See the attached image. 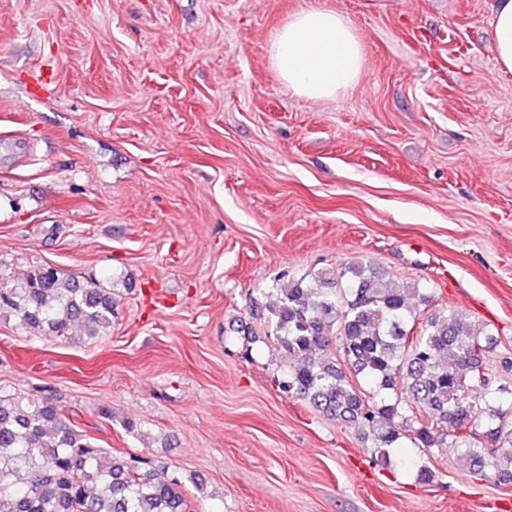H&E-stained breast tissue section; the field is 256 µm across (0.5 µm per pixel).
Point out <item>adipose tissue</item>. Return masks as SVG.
I'll use <instances>...</instances> for the list:
<instances>
[{
  "label": "adipose tissue",
  "mask_w": 512,
  "mask_h": 512,
  "mask_svg": "<svg viewBox=\"0 0 512 512\" xmlns=\"http://www.w3.org/2000/svg\"><path fill=\"white\" fill-rule=\"evenodd\" d=\"M496 63L512 71V0L492 4ZM270 61L292 93L327 100L353 86L364 66L362 44L340 12L309 0L274 35Z\"/></svg>",
  "instance_id": "obj_1"
}]
</instances>
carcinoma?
<instances>
[{
	"mask_svg": "<svg viewBox=\"0 0 512 512\" xmlns=\"http://www.w3.org/2000/svg\"><path fill=\"white\" fill-rule=\"evenodd\" d=\"M418 296L430 301L419 285H392L361 261L290 282L270 311L277 347L297 358L283 387L353 425L385 467L411 436L426 451L462 448L497 483L512 485V403L479 409L473 399L492 387L484 352L493 338H480L466 315L445 308L414 330ZM115 305L112 289L49 264L0 288V311L44 336L61 338L75 324L103 336ZM334 346L373 390L348 379ZM147 465L107 455L45 400L0 393V512H187L182 481L159 479ZM21 474L26 484L18 488Z\"/></svg>",
	"mask_w": 512,
	"mask_h": 512,
	"instance_id": "1",
	"label": "carcinoma"
}]
</instances>
